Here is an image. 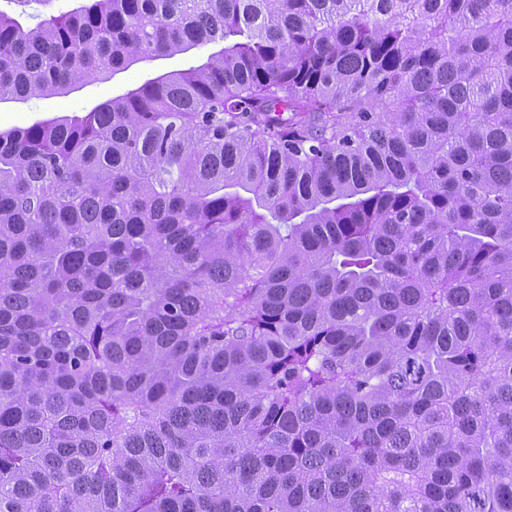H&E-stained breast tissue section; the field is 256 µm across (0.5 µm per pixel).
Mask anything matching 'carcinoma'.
Returning <instances> with one entry per match:
<instances>
[{"mask_svg": "<svg viewBox=\"0 0 512 512\" xmlns=\"http://www.w3.org/2000/svg\"><path fill=\"white\" fill-rule=\"evenodd\" d=\"M0 512H512V0L0 11ZM207 49L193 53L160 58L132 66L125 72L74 89L61 97L32 98L27 101L0 102V130L14 125L25 126L37 120L54 116L83 114L98 104L121 96L128 89L141 84L146 79L173 70L187 69L198 64V57ZM68 104L64 107L63 104Z\"/></svg>", "mask_w": 512, "mask_h": 512, "instance_id": "1", "label": "carcinoma"}]
</instances>
